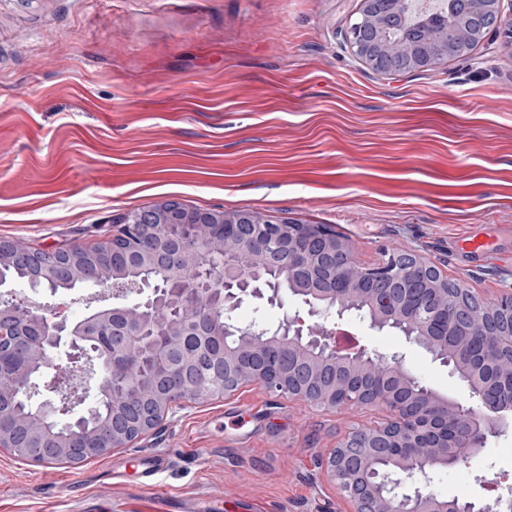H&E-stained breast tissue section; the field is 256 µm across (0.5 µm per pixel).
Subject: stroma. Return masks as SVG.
Segmentation results:
<instances>
[{
    "mask_svg": "<svg viewBox=\"0 0 512 512\" xmlns=\"http://www.w3.org/2000/svg\"><path fill=\"white\" fill-rule=\"evenodd\" d=\"M360 0H0V239L44 251L104 241L109 219L174 199L330 224L370 266L398 248L485 301L512 291V47L375 74L342 43ZM478 236L487 250L470 253ZM0 291L72 320L91 288ZM300 298H244L242 325L277 326ZM368 349L401 353L437 393L466 386L394 329L358 314ZM379 407L331 410L247 386L190 402L130 447L79 465L0 450V512H135L141 457L197 512H350L320 461ZM512 488V425L432 473L443 498Z\"/></svg>",
    "mask_w": 512,
    "mask_h": 512,
    "instance_id": "1",
    "label": "stroma"
}]
</instances>
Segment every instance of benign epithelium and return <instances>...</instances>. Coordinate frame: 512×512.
<instances>
[{"label":"benign epithelium","instance_id":"obj_1","mask_svg":"<svg viewBox=\"0 0 512 512\" xmlns=\"http://www.w3.org/2000/svg\"><path fill=\"white\" fill-rule=\"evenodd\" d=\"M503 2L469 0L473 13L497 16L512 43V0L507 13ZM460 21L450 11L433 46L404 47L407 71L448 61V29ZM343 39L359 61L387 74L349 33ZM18 265L33 289L56 294L54 285L77 283L145 298L109 305L101 294L103 305L72 322L57 306L0 295V449L17 459L78 465L151 433L186 401L255 384L320 407L387 409L385 423L347 432L324 462L352 512H500L501 495L450 506L428 484L433 470L467 461L512 412L511 291L484 303L422 255L394 251L362 268L330 226L253 223L238 211L167 201L113 218L104 249L46 252L0 239V285ZM282 287L311 317L355 311L374 328L400 331L465 382L467 397H442L402 357L345 343L346 331L297 312L274 330L231 321L244 297L262 298L267 288L276 300ZM65 337L63 369L54 351ZM49 369L52 396L34 403L35 379ZM91 391L111 414L95 423L87 409L59 424Z\"/></svg>","mask_w":512,"mask_h":512}]
</instances>
